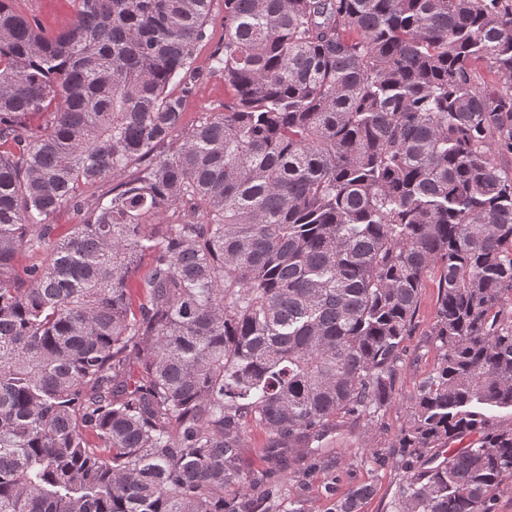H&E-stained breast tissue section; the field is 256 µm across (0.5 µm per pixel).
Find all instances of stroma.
Segmentation results:
<instances>
[{"label":"stroma","mask_w":512,"mask_h":512,"mask_svg":"<svg viewBox=\"0 0 512 512\" xmlns=\"http://www.w3.org/2000/svg\"><path fill=\"white\" fill-rule=\"evenodd\" d=\"M225 95L222 79L201 73L186 101V123H193L204 112L223 111ZM437 296L438 275L433 272L420 292L414 329L404 342L392 401L374 420L350 421L346 431L331 440L333 452L328 459L301 460L304 473L299 481H285L278 462L265 455L268 434L262 428H250L242 467L248 472H266L272 481L282 483L283 506L288 512H334L337 499L363 483L372 485L374 493L362 502L359 512H390L404 461L393 442L405 424L411 396L438 363L439 351L432 336Z\"/></svg>","instance_id":"obj_1"}]
</instances>
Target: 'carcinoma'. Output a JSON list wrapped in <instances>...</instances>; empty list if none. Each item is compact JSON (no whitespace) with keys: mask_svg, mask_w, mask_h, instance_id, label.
Segmentation results:
<instances>
[{"mask_svg":"<svg viewBox=\"0 0 512 512\" xmlns=\"http://www.w3.org/2000/svg\"><path fill=\"white\" fill-rule=\"evenodd\" d=\"M0 0V512H249L392 398L425 278L439 362L391 512L512 478V0H224V111L183 127L213 0ZM491 76L485 81L481 72ZM109 197L87 202L107 177ZM70 206L77 223L52 237ZM43 262L18 274L23 250ZM351 488L334 512H358ZM21 7L49 31L63 28L74 16L72 0H24Z\"/></svg>","mask_w":512,"mask_h":512,"instance_id":"cac0c4a2","label":"carcinoma"}]
</instances>
